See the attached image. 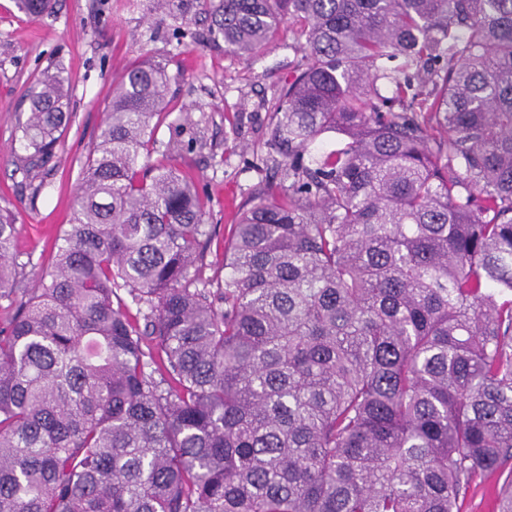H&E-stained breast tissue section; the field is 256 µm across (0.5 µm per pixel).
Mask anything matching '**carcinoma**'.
Listing matches in <instances>:
<instances>
[{"instance_id":"cac0c4a2","label":"carcinoma","mask_w":512,"mask_h":512,"mask_svg":"<svg viewBox=\"0 0 512 512\" xmlns=\"http://www.w3.org/2000/svg\"><path fill=\"white\" fill-rule=\"evenodd\" d=\"M164 8L238 55L294 27L273 131L291 183L202 277L216 229L153 157L154 61L112 84L30 292L0 208V512H458L497 473L512 512V0ZM68 83L30 91V168L60 142ZM329 131L341 147L311 154Z\"/></svg>"}]
</instances>
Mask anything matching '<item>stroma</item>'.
Segmentation results:
<instances>
[{
	"mask_svg": "<svg viewBox=\"0 0 512 512\" xmlns=\"http://www.w3.org/2000/svg\"><path fill=\"white\" fill-rule=\"evenodd\" d=\"M37 17L16 0H0V208L16 217L15 253L24 269L18 288L35 287L50 267L52 248L68 224L89 147L97 140L123 68L141 59L166 60L171 113L158 123L157 151L191 177L217 234L205 276L221 269L224 241L240 208L288 179L263 165L272 152L274 103L298 56L281 25L254 55L225 52L201 28L156 11L154 0H52ZM64 69L71 121L42 166L27 168L19 148L29 87Z\"/></svg>",
	"mask_w": 512,
	"mask_h": 512,
	"instance_id": "35a3bbf8",
	"label": "stroma"
}]
</instances>
